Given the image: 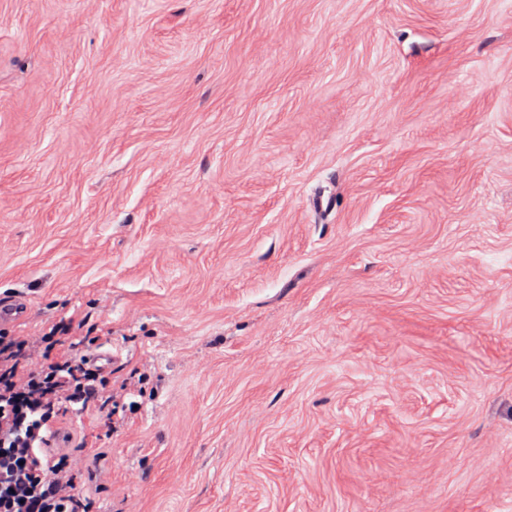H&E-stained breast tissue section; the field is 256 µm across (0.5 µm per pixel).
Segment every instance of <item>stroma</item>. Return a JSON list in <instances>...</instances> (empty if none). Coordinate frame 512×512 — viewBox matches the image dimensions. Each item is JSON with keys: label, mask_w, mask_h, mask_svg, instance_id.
<instances>
[{"label": "stroma", "mask_w": 512, "mask_h": 512, "mask_svg": "<svg viewBox=\"0 0 512 512\" xmlns=\"http://www.w3.org/2000/svg\"><path fill=\"white\" fill-rule=\"evenodd\" d=\"M17 293L95 512H512V0H0Z\"/></svg>", "instance_id": "1"}]
</instances>
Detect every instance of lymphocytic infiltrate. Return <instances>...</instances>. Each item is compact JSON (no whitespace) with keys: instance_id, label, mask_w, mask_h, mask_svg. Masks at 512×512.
<instances>
[{"instance_id":"1","label":"lymphocytic infiltrate","mask_w":512,"mask_h":512,"mask_svg":"<svg viewBox=\"0 0 512 512\" xmlns=\"http://www.w3.org/2000/svg\"><path fill=\"white\" fill-rule=\"evenodd\" d=\"M38 337L0 339V512H91L67 456L41 462L35 443L61 409L97 399L96 372L79 349L50 362L30 357Z\"/></svg>"}]
</instances>
